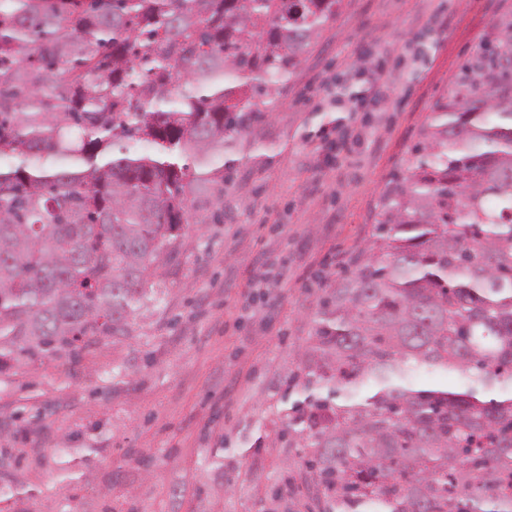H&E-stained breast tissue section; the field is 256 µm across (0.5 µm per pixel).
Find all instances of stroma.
<instances>
[{
    "label": "stroma",
    "instance_id": "1",
    "mask_svg": "<svg viewBox=\"0 0 512 512\" xmlns=\"http://www.w3.org/2000/svg\"><path fill=\"white\" fill-rule=\"evenodd\" d=\"M511 13L512 0H343L276 102L258 98L267 117L242 132L223 197L189 201L160 299L77 357L0 376L9 512H320L286 438L319 301L349 276L461 65ZM377 79L387 95L367 121L351 101ZM271 263L287 281L254 284Z\"/></svg>",
    "mask_w": 512,
    "mask_h": 512
}]
</instances>
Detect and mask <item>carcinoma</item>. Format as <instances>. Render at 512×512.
Returning a JSON list of instances; mask_svg holds the SVG:
<instances>
[{
    "mask_svg": "<svg viewBox=\"0 0 512 512\" xmlns=\"http://www.w3.org/2000/svg\"><path fill=\"white\" fill-rule=\"evenodd\" d=\"M341 4L0 0V376L124 330ZM314 324L292 412L325 512H512V17Z\"/></svg>",
    "mask_w": 512,
    "mask_h": 512,
    "instance_id": "obj_1",
    "label": "carcinoma"
}]
</instances>
